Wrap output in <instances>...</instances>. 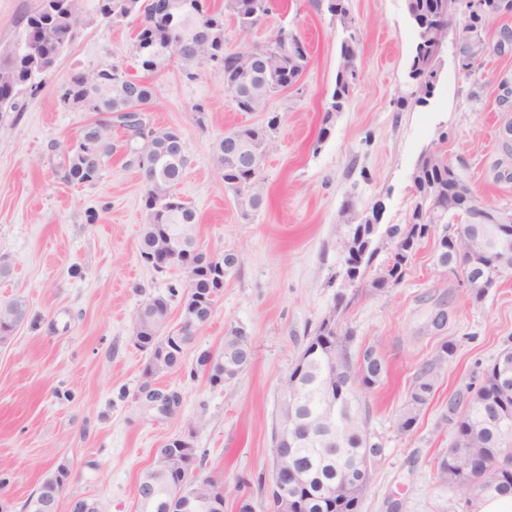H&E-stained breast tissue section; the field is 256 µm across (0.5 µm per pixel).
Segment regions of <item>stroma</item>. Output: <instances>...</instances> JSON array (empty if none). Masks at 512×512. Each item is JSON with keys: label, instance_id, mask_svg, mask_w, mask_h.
Wrapping results in <instances>:
<instances>
[{"label": "stroma", "instance_id": "1", "mask_svg": "<svg viewBox=\"0 0 512 512\" xmlns=\"http://www.w3.org/2000/svg\"><path fill=\"white\" fill-rule=\"evenodd\" d=\"M40 0H0V51L13 48ZM357 19V77L344 111L326 119L344 34L327 0H277L268 21L241 36L226 21V47L260 44L283 25L306 43L302 79L271 99L280 126L260 165L265 201L242 216L213 160L226 131L257 124L261 112L238 111L219 69L204 65L187 78L177 64L144 71L135 56V18L112 23L81 0L78 38L26 91L20 109L0 115V302L20 299L28 318L0 342V499L22 512L26 499L58 465L71 471L60 512L72 499L97 512H134L140 473L165 440L185 435L206 454L205 470L224 480V512H272L256 483L269 472L272 427L282 385L316 325L335 314L352 354L373 346L387 375L362 397L367 428L384 453L360 512H468L456 492L433 481L451 439L448 401L479 378L512 338V271L482 298L437 266L441 228H434L402 281L377 291L343 286L342 235L376 217L380 227L407 223L416 202L413 174L440 152L481 199L512 207V170L502 131L512 105L499 85L512 83V51L491 53L462 70L455 33H448L435 89L412 98L409 65L416 33L406 0H350ZM117 66L153 83L152 125L183 137L189 164L177 186L197 214V239L209 253L230 250L237 265L207 324L195 335L181 370L150 378L148 352L133 345L131 318L151 296H167L178 273L159 272L139 255L145 215L137 168L127 166L121 128L117 146L92 184L66 183L62 147L90 112L65 108L60 88L75 72ZM328 137H321L323 126ZM96 222H88L89 213ZM244 328L253 357L234 381L214 386L198 367L200 351L222 345L228 328ZM452 356L432 400L411 432L398 416L419 366L442 343ZM148 389L175 391L181 403L165 415L148 406Z\"/></svg>", "mask_w": 512, "mask_h": 512}]
</instances>
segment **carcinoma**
<instances>
[{
	"mask_svg": "<svg viewBox=\"0 0 512 512\" xmlns=\"http://www.w3.org/2000/svg\"><path fill=\"white\" fill-rule=\"evenodd\" d=\"M428 26L438 27L441 22L454 20L455 0H411ZM46 5L30 13L24 33L15 49L0 57V100L7 101V109L17 111L18 98L26 87L38 86L36 80L48 70L53 56L69 46L79 35L81 25L80 0H70L67 8L45 11ZM275 8V0H224V9L215 10L207 0H96L95 11L104 20L120 22L135 15L138 24L134 35V52L141 67L149 72L158 69L172 59L179 61L187 76L203 62L217 66L224 75V89L241 112L262 110L267 102L286 87L297 83L310 62L308 51L299 36L291 30H278L277 41L259 46L245 47L238 51L224 50L226 43L224 19L236 21L241 16L252 17L253 25H261ZM200 27L210 38L188 49L179 42H169V29L182 30ZM434 44L416 49L410 65V75L425 80L430 75ZM356 73L338 70L331 103L326 111L325 122L333 113L342 111L352 92ZM131 80L120 75L110 66L92 73L83 82L74 73L61 87L60 101L69 108L93 112L104 120L106 116L128 108L127 88ZM280 124L279 115L267 113L264 122L257 126L235 130L247 142L256 155L269 148ZM125 134L128 165L137 167L143 182L145 221L141 227L139 253L148 257L164 248L167 235L177 236L182 225L187 233L196 238L197 217L195 210L175 192L183 171L188 164L184 141L179 130L172 127H154L149 119L144 124L123 129ZM98 142L88 147L83 133L76 135L75 143L62 152L61 170L64 181L71 184H92L98 180L103 162L112 156V129L105 124L97 130ZM214 162L221 170L224 187L233 192L243 216L258 211L264 202L259 170L248 168L247 163L224 152V139L214 147ZM421 177L414 187L419 203L414 207L408 222L392 224L386 228L390 234L406 242L423 241L431 233L434 224H448L454 212L445 209L440 202L441 191L456 181L457 175L448 162L438 153L423 157L418 165ZM498 270L476 263L473 266L474 291L481 298L492 285ZM210 283L201 281L196 291H178L170 287L169 297H153L147 300L132 316V336L142 335L139 328L149 323L155 326L143 343L150 352L149 365L153 376H166L181 369L184 351L175 344L178 331L168 328L170 300L179 299V308L190 310L200 303L202 293ZM28 308L21 300L0 304V341L9 337L11 330L5 323L18 324L27 317ZM252 347L247 336L224 335L223 359L209 364L210 355L204 350L197 357V364L208 374L209 381H216L224 371L234 369L238 357ZM453 346L443 343L434 359L423 364L408 392V401L398 418V428L405 432L417 421L421 409L433 396L440 373ZM350 355L347 337L334 331H322L317 325L308 338L304 360L296 363L290 376L297 378V403L288 404L314 426L320 425V407L324 392H336V398L351 408L350 415L336 422V435L343 447L326 448L317 439L309 440L293 449L288 466L297 470L300 477L298 494L302 512H357L355 501L362 492H344L347 500L336 497V489L343 488L358 478L365 463H373L380 457L381 445L374 442L361 414L359 392L376 385L387 373L385 358L374 347L362 351V358L347 364L345 380L337 384L325 370L330 360H346ZM497 408L505 420L512 424V345L506 344L494 361L484 370L478 386H468L467 393L457 394L448 403V414L443 420L454 429L448 452L437 462L434 479L441 485H451L471 503L474 496L467 493L465 480L480 462L490 457L497 448L507 442L497 429L484 424L485 413ZM205 454H192V463L178 473L180 481L194 486L204 495L215 478L203 474ZM512 494V460L499 459L491 489L483 496Z\"/></svg>",
	"mask_w": 512,
	"mask_h": 512,
	"instance_id": "carcinoma-1",
	"label": "carcinoma"
}]
</instances>
